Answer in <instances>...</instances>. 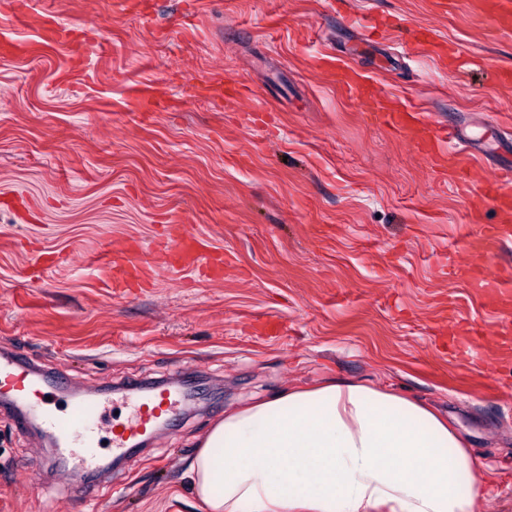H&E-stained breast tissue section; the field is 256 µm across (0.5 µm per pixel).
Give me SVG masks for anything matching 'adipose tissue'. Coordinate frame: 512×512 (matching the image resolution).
Listing matches in <instances>:
<instances>
[{"mask_svg":"<svg viewBox=\"0 0 512 512\" xmlns=\"http://www.w3.org/2000/svg\"><path fill=\"white\" fill-rule=\"evenodd\" d=\"M188 473L207 512H478L487 482L429 405L354 381L227 413Z\"/></svg>","mask_w":512,"mask_h":512,"instance_id":"adipose-tissue-1","label":"adipose tissue"}]
</instances>
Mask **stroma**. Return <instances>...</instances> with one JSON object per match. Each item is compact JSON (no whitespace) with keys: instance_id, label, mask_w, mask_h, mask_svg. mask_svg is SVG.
Masks as SVG:
<instances>
[{"instance_id":"1","label":"stroma","mask_w":512,"mask_h":512,"mask_svg":"<svg viewBox=\"0 0 512 512\" xmlns=\"http://www.w3.org/2000/svg\"><path fill=\"white\" fill-rule=\"evenodd\" d=\"M0 0V351L67 394L134 379L191 381L176 425L144 451L101 455L93 512H205L183 476L226 412L350 379L431 404L489 471L479 512H512V332L483 319L512 250L469 245L497 214L333 81L374 79L436 129L456 127L476 175L512 161V31L464 0ZM372 16L363 31L359 20ZM62 26L66 40L45 30ZM463 48L459 72L414 44ZM221 78L230 98L205 88ZM185 236L224 271L142 259L121 285L113 242ZM61 264H44L47 254ZM70 467L0 405V512H75Z\"/></svg>"}]
</instances>
